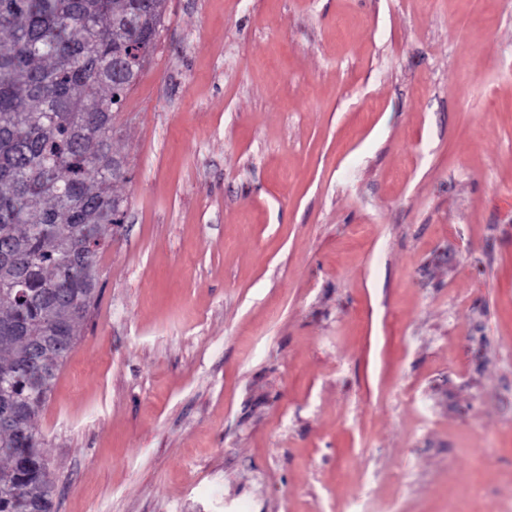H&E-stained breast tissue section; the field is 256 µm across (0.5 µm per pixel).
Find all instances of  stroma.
<instances>
[{"label": "stroma", "instance_id": "stroma-1", "mask_svg": "<svg viewBox=\"0 0 512 512\" xmlns=\"http://www.w3.org/2000/svg\"><path fill=\"white\" fill-rule=\"evenodd\" d=\"M114 126L55 512H512V0H167Z\"/></svg>", "mask_w": 512, "mask_h": 512}]
</instances>
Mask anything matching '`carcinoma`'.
I'll return each mask as SVG.
<instances>
[{
  "instance_id": "1",
  "label": "carcinoma",
  "mask_w": 512,
  "mask_h": 512,
  "mask_svg": "<svg viewBox=\"0 0 512 512\" xmlns=\"http://www.w3.org/2000/svg\"><path fill=\"white\" fill-rule=\"evenodd\" d=\"M158 0H0V512H52L36 419L100 297L120 223L114 114Z\"/></svg>"
}]
</instances>
